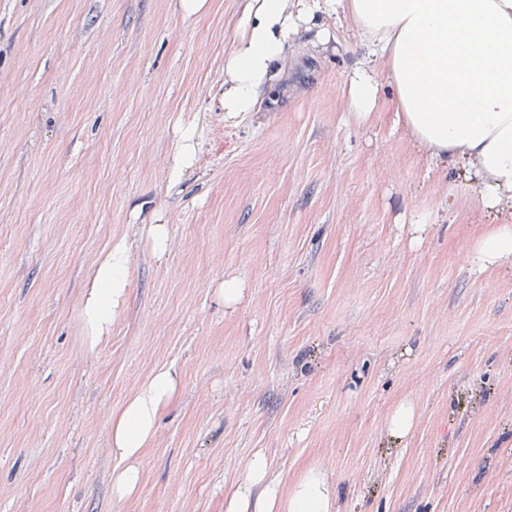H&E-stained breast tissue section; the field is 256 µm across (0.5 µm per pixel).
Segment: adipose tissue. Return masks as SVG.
<instances>
[{"label": "adipose tissue", "mask_w": 512, "mask_h": 512, "mask_svg": "<svg viewBox=\"0 0 512 512\" xmlns=\"http://www.w3.org/2000/svg\"><path fill=\"white\" fill-rule=\"evenodd\" d=\"M333 6L383 63L396 89L394 126L435 158L473 161L482 175L479 201L485 208L512 195V0H302L310 16ZM294 26L284 0H257L225 67L231 82L225 111L254 110ZM345 96L350 111L367 119L378 105L379 83L374 76L355 75ZM128 271L120 244L95 263L79 311L87 349H95L110 332L128 294ZM176 390L174 374L158 368L113 416L112 452L130 462L112 482L114 497L126 498L140 487L142 474L133 461L153 440L159 414ZM267 469L266 455L255 452L225 512H332V490L318 471H308L285 494L264 486ZM259 484L263 494L252 498Z\"/></svg>", "instance_id": "obj_1"}]
</instances>
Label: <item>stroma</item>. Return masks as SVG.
<instances>
[{"label":"stroma","mask_w":512,"mask_h":512,"mask_svg":"<svg viewBox=\"0 0 512 512\" xmlns=\"http://www.w3.org/2000/svg\"><path fill=\"white\" fill-rule=\"evenodd\" d=\"M184 2L0 0V512H224L257 451L284 492L321 471L334 512H512V261L473 263L476 166L394 129L389 83L349 111L368 48L333 13L225 112L255 0ZM117 243L129 293L88 352ZM160 367L178 390L118 500L111 417ZM379 82L373 75L357 74L347 82L345 96L351 112L359 120L368 118L379 102ZM128 258L123 245L111 246L92 270L89 288L80 303L82 342L93 351L112 328V319L128 294ZM142 483L141 471L135 466L124 469L112 482L114 497L123 499L134 493Z\"/></svg>","instance_id":"35a3bbf8"}]
</instances>
